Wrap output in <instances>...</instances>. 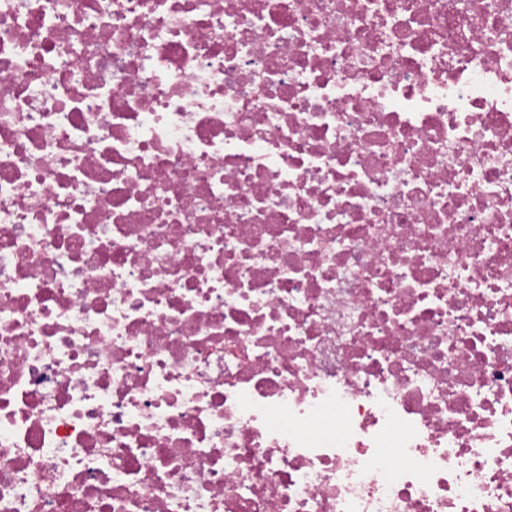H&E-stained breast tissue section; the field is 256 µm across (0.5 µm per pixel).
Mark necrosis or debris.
Here are the masks:
<instances>
[{
    "label": "necrosis or debris",
    "mask_w": 512,
    "mask_h": 512,
    "mask_svg": "<svg viewBox=\"0 0 512 512\" xmlns=\"http://www.w3.org/2000/svg\"><path fill=\"white\" fill-rule=\"evenodd\" d=\"M0 512H512V0H0Z\"/></svg>",
    "instance_id": "necrosis-or-debris-1"
}]
</instances>
